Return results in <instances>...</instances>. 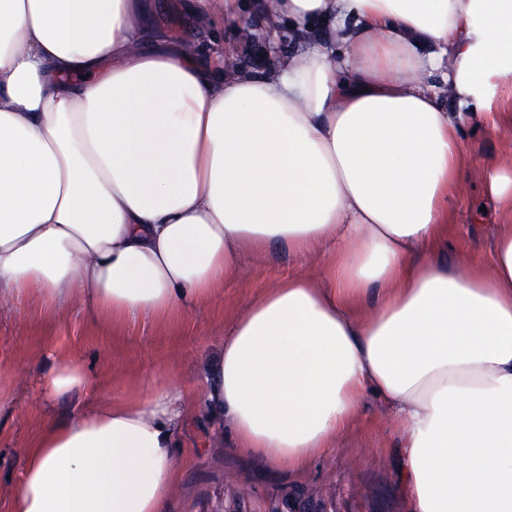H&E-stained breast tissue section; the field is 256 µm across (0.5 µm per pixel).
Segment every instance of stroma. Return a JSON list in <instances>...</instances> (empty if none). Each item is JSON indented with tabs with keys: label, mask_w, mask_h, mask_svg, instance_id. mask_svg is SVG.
Segmentation results:
<instances>
[{
	"label": "stroma",
	"mask_w": 512,
	"mask_h": 512,
	"mask_svg": "<svg viewBox=\"0 0 512 512\" xmlns=\"http://www.w3.org/2000/svg\"><path fill=\"white\" fill-rule=\"evenodd\" d=\"M179 0H145L171 35L200 53L217 57L232 44L233 27H199L178 7ZM266 52L239 51L240 69L267 73L276 59L296 48L288 26L275 37L258 34ZM467 151L499 163L512 161V125L469 127ZM485 173L470 169L457 199L450 231L452 253L488 261L494 225L507 219L484 190ZM333 245L298 253L287 244L265 253L243 254L238 272L207 302L165 321L140 316L124 324L92 323L74 305L55 307L40 296L21 299L12 314L0 316V369L14 376L0 415V512H9L10 493L24 467V448L47 424L69 419L77 404L69 397L43 395L41 379L48 362L80 359L100 382L103 399L121 400L150 383L172 378L206 389V360L232 320L269 284L292 275L322 279ZM401 443L399 428L374 398H366L359 419L335 448L303 469L264 464L216 433V424L198 402H191L177 450L180 476L170 490L165 512H281L284 500L298 491L316 492L328 512H406L404 493L392 460Z\"/></svg>",
	"instance_id": "35a3bbf8"
}]
</instances>
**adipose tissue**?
Wrapping results in <instances>:
<instances>
[{
	"label": "adipose tissue",
	"mask_w": 512,
	"mask_h": 512,
	"mask_svg": "<svg viewBox=\"0 0 512 512\" xmlns=\"http://www.w3.org/2000/svg\"><path fill=\"white\" fill-rule=\"evenodd\" d=\"M256 6L300 47L228 77L186 42L148 47L144 0H0V314L38 294L94 322L163 318L243 251L335 244L327 285L279 280L234 321L203 408L301 468L374 397L407 512H512V224L489 263L439 254L463 128L512 122L479 81L512 90V0ZM43 387L80 406L26 448L11 512H164L189 389L88 403L75 358Z\"/></svg>",
	"instance_id": "obj_1"
}]
</instances>
